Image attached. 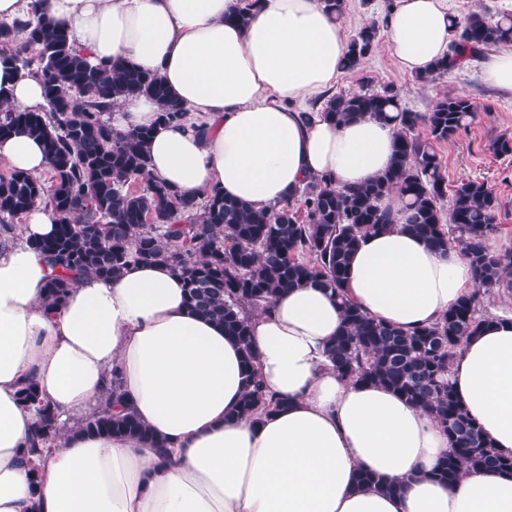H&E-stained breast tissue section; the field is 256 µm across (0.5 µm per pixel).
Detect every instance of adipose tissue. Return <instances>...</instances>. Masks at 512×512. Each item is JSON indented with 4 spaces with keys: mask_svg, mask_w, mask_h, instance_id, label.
I'll return each instance as SVG.
<instances>
[{
    "mask_svg": "<svg viewBox=\"0 0 512 512\" xmlns=\"http://www.w3.org/2000/svg\"><path fill=\"white\" fill-rule=\"evenodd\" d=\"M44 0L93 62L123 59L161 76L182 105L159 118L155 101L112 108L123 133L150 129L146 175L182 196L211 190L262 209L291 200L313 177L353 188L393 158L391 124L306 117L305 102L336 81L348 39L322 0ZM446 0H394L388 35L401 68L422 74L446 55ZM39 79L0 49V109L39 110ZM39 175L50 159L23 132L0 137V162ZM44 202L0 247V512H512V475L471 474L455 488L430 472L449 443L423 411L393 391L340 376L326 357L342 317L317 286L290 288L251 318L258 370L276 410L230 419L243 394L241 352L222 325L192 314L185 280L159 263L117 279L76 276L49 308L53 268L34 241L54 236ZM473 284L459 249L440 252L401 229L362 239L345 287L370 316L410 332L438 320ZM135 414L170 447L75 434L76 415L103 398L111 369ZM35 383L63 428L33 476L23 448L37 415L19 399ZM452 387L512 453V315L467 340ZM403 482L400 495L357 488L359 469Z\"/></svg>",
    "mask_w": 512,
    "mask_h": 512,
    "instance_id": "adipose-tissue-1",
    "label": "adipose tissue"
}]
</instances>
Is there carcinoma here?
Returning a JSON list of instances; mask_svg holds the SVG:
<instances>
[{
	"mask_svg": "<svg viewBox=\"0 0 512 512\" xmlns=\"http://www.w3.org/2000/svg\"><path fill=\"white\" fill-rule=\"evenodd\" d=\"M33 0L26 18L0 22V46L14 52L20 70L40 78L41 111L4 110L0 137L16 131L40 138L51 161L50 202L58 215L55 235L36 244L55 274L44 302L59 304L78 273L117 278L131 264L162 261L181 273L190 312L224 325L238 344L245 390L231 419L259 414L278 404L266 391L258 369L251 317L272 306L288 288L319 286L333 296L342 326L327 347L339 375L355 383L379 385L431 416L448 436L450 448L431 472L453 488L467 473L512 474V454L497 451L484 428L456 396L448 373L464 342L496 320L482 313V299L494 288H512V251L493 252L487 241L499 231V199L487 182L467 179L448 190L436 146L477 119V107L463 94L437 99L426 112L402 105L392 86L328 97L322 114L335 123L366 117L393 124L397 145L390 166L350 189L314 177L299 195L266 209L213 190L202 199L175 196L145 178L146 129L117 134L102 114L130 95L153 99L167 122L182 107L162 79L122 60L94 63L76 48L67 31ZM374 24L348 43L340 69L355 71L376 46ZM450 58L419 76L428 81L454 69L448 61L463 52L475 60L491 48L512 45V11L473 12L452 23ZM422 128L425 135L417 133ZM41 179L21 171L0 176V221L18 218L45 199ZM396 193L404 202L403 229L438 251L453 245L470 261L474 288L434 323L411 333L369 316L344 286L352 255L367 235L398 222L387 207ZM450 205H445V201ZM83 220L74 221V212ZM21 402L37 420L24 455L40 473L45 447L61 430L54 409L25 385ZM80 433L137 437L165 446L145 423L124 407L120 377L112 371L97 408L78 420ZM356 486L400 494L402 481H388L361 469Z\"/></svg>",
	"mask_w": 512,
	"mask_h": 512,
	"instance_id": "1",
	"label": "carcinoma"
}]
</instances>
